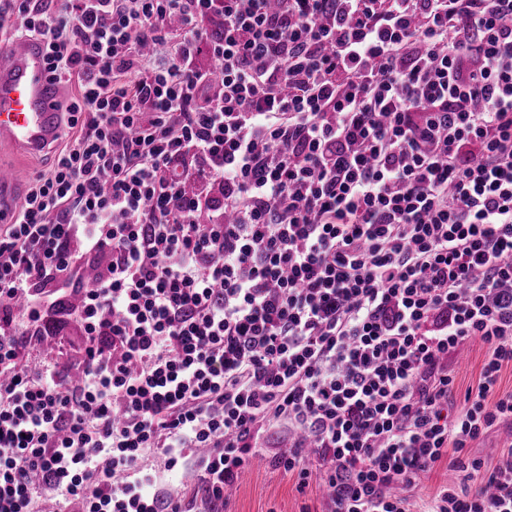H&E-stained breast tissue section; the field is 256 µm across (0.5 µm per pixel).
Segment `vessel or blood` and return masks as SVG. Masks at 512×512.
<instances>
[{
  "label": "vessel or blood",
  "mask_w": 512,
  "mask_h": 512,
  "mask_svg": "<svg viewBox=\"0 0 512 512\" xmlns=\"http://www.w3.org/2000/svg\"><path fill=\"white\" fill-rule=\"evenodd\" d=\"M62 99L43 40L22 38L0 49V145L34 155L56 143L63 133ZM22 194L19 173L0 167V222L11 217Z\"/></svg>",
  "instance_id": "vessel-or-blood-1"
}]
</instances>
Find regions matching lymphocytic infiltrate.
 <instances>
[{
  "label": "lymphocytic infiltrate",
  "mask_w": 512,
  "mask_h": 512,
  "mask_svg": "<svg viewBox=\"0 0 512 512\" xmlns=\"http://www.w3.org/2000/svg\"><path fill=\"white\" fill-rule=\"evenodd\" d=\"M24 37L80 96L0 225V512H222L272 426L325 512L443 462L424 512H512V0H0ZM486 349L479 343L466 344L453 354L448 362L455 372V394L458 404L466 388L477 379ZM512 444V421L503 422L488 430L480 439L472 442L469 454L488 461H496L500 451ZM150 464L153 469H156L160 475H162L163 483L172 488H180L183 486L191 487L195 483V477L184 469H180L177 471L167 472L164 471L163 464L161 461L151 458Z\"/></svg>",
  "instance_id": "f902f5d3"
}]
</instances>
